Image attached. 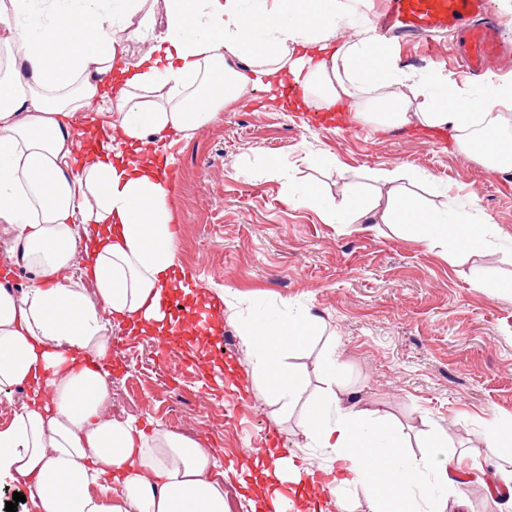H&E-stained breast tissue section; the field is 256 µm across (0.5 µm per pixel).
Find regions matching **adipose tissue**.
<instances>
[{
  "label": "adipose tissue",
  "instance_id": "obj_1",
  "mask_svg": "<svg viewBox=\"0 0 512 512\" xmlns=\"http://www.w3.org/2000/svg\"><path fill=\"white\" fill-rule=\"evenodd\" d=\"M148 2L0 0V234L35 272L22 293L0 286V392L31 393L0 430V483L26 487L39 512H227L214 449L112 414L113 324L158 337L177 329L160 306L177 264L173 175L150 161L165 142L190 138L248 87L290 79L304 104L352 113L372 132L448 130L456 149L483 157L493 145L512 162V143L494 128L512 111V82L474 97L441 75L402 72L391 43L351 34L356 0H252L248 11L243 0H163L162 35L131 63L128 42L155 21ZM93 102L111 111L77 166L74 115ZM401 178L400 168L377 170L375 182L390 189L385 207L349 192L339 208H322L326 222L355 224L376 211L425 247L491 245V225L420 210ZM315 327L296 306L272 334L239 322L272 402L305 394V377L283 355ZM302 434L331 459L330 490L362 480L375 488L372 512H413L419 499L426 512H444L437 491L457 484L446 433L418 461L404 460L394 429L332 389ZM488 448L499 460L492 468ZM465 468L493 512H512V443L498 420L486 421Z\"/></svg>",
  "mask_w": 512,
  "mask_h": 512
}]
</instances>
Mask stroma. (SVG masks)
I'll use <instances>...</instances> for the list:
<instances>
[{"instance_id":"stroma-1","label":"stroma","mask_w":512,"mask_h":512,"mask_svg":"<svg viewBox=\"0 0 512 512\" xmlns=\"http://www.w3.org/2000/svg\"><path fill=\"white\" fill-rule=\"evenodd\" d=\"M505 53L484 75L455 63L451 37H391L396 64L425 75L440 68L458 89L480 94L512 80V0H488ZM275 89L246 91L209 125L175 143L177 262L195 278L203 299L229 287L242 318L257 307L284 318L306 307L319 321L315 335L284 363L302 371L307 395L292 406L272 404L264 383L247 368L237 320L219 316L215 335L177 336V351L195 363H163L156 339L112 330V402L121 406L124 381L151 378L139 398L152 423L214 448L234 512H256L251 464L268 433L314 469L326 459L301 433L310 404L328 384L343 400L391 421L405 452L417 456L436 431L448 434L450 460L478 445L489 416L512 435V169L494 171L450 144V134L394 128L369 134L361 126L313 127L302 111L272 103ZM333 155L341 170L317 166ZM279 158L285 178L270 177L265 157ZM407 166L403 181L431 212L470 213L494 225L501 244L473 255L455 243L426 248L393 224L363 219L357 227L325 223L319 210L290 203L289 193L320 190L329 203L345 191L385 195L375 170ZM240 317V318H241ZM342 363L331 366L330 354ZM236 359L237 384L217 382L214 367ZM185 399L181 422L164 413L170 388Z\"/></svg>"}]
</instances>
